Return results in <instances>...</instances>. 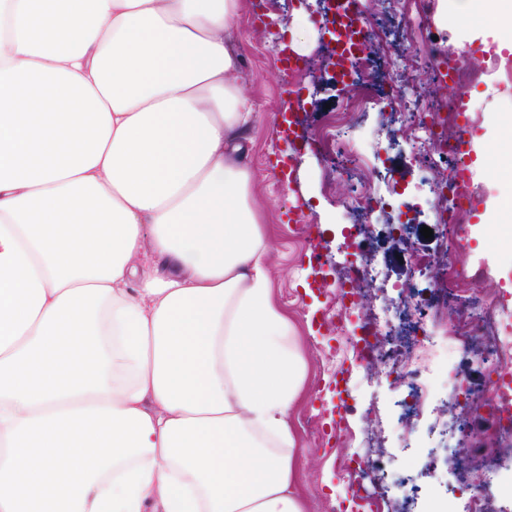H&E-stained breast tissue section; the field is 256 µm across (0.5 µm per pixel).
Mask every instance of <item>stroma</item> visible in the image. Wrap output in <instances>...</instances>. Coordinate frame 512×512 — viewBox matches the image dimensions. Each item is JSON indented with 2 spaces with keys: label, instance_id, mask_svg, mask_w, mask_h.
<instances>
[{
  "label": "stroma",
  "instance_id": "35a3bbf8",
  "mask_svg": "<svg viewBox=\"0 0 512 512\" xmlns=\"http://www.w3.org/2000/svg\"><path fill=\"white\" fill-rule=\"evenodd\" d=\"M359 4L363 21L378 36L369 46L367 69L342 89L333 85L329 28L317 0H239L236 17L243 34L236 48L241 90L257 112L247 156L255 178L252 204L262 215L275 296L306 362L304 393L291 412L303 450L297 488L306 512H361L349 492L347 472L349 458L358 453L386 467L389 488L380 512H432L448 503L462 512L474 468L498 475L485 498L486 512H512V460L484 450L492 416L464 418L467 447L451 452L444 447L448 419L461 412L447 378L455 374L482 388L485 377L471 360L483 354V337H467L466 354L449 352L423 373L421 391H410L398 377L400 367L414 361L413 303L435 295L432 280L410 278L405 260L435 268L445 253L437 208L426 204L418 186L445 182L453 172L452 163L431 161L428 147L407 124L405 103L417 101L418 111L444 126L449 138L465 133L480 139L490 113L512 114V85L498 84L486 59L495 53L512 66V53L478 40L462 45L455 28L439 30L437 0ZM293 39L302 51L301 67L289 71L280 59ZM453 55L467 57L469 63L452 77L446 61ZM284 110L319 131L320 143L298 150L278 137L274 118ZM342 141L363 152L365 164L358 174H344L333 164ZM506 167V159L492 150L484 172L471 176L480 202L459 217L468 258L453 274L463 302L477 306L492 288L512 318V241L494 231H474L489 201L512 210ZM373 187L403 189L405 200L424 205L425 211L402 239L389 231L398 212H376L372 224L363 228L358 248H350L351 226L358 221L355 201ZM424 226L432 229L431 238L421 235ZM315 248L335 267L337 278L362 264L379 270L377 280L362 281L371 311L343 306L332 286L305 293V285L315 280L308 261ZM403 297L411 304L393 339L385 343L387 358L360 366L348 336L370 314H382Z\"/></svg>",
  "mask_w": 512,
  "mask_h": 512
}]
</instances>
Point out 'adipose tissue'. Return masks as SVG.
<instances>
[{
  "instance_id": "adipose-tissue-1",
  "label": "adipose tissue",
  "mask_w": 512,
  "mask_h": 512,
  "mask_svg": "<svg viewBox=\"0 0 512 512\" xmlns=\"http://www.w3.org/2000/svg\"><path fill=\"white\" fill-rule=\"evenodd\" d=\"M237 10L0 0V512H304Z\"/></svg>"
}]
</instances>
